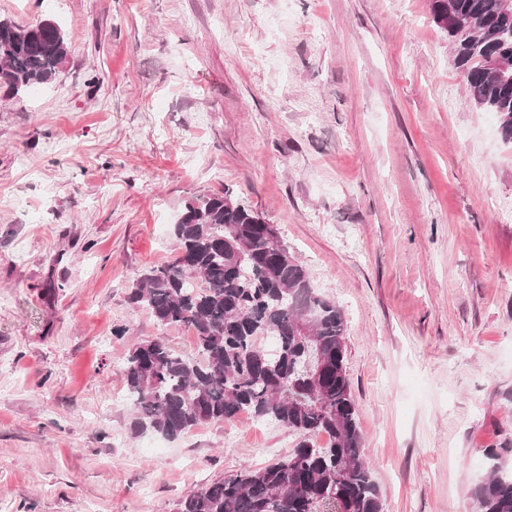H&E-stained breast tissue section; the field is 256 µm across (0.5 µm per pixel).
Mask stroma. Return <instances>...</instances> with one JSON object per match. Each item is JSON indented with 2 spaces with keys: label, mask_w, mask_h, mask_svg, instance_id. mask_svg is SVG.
<instances>
[{
  "label": "stroma",
  "mask_w": 512,
  "mask_h": 512,
  "mask_svg": "<svg viewBox=\"0 0 512 512\" xmlns=\"http://www.w3.org/2000/svg\"><path fill=\"white\" fill-rule=\"evenodd\" d=\"M0 19L68 44L52 82L0 92V512H174L297 444L245 412L131 433V341L195 348L128 293L208 193L273 224L343 310L385 512H471L489 453L512 471V142L429 0H0Z\"/></svg>",
  "instance_id": "obj_1"
}]
</instances>
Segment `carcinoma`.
Masks as SVG:
<instances>
[{"label": "carcinoma", "mask_w": 512, "mask_h": 512, "mask_svg": "<svg viewBox=\"0 0 512 512\" xmlns=\"http://www.w3.org/2000/svg\"><path fill=\"white\" fill-rule=\"evenodd\" d=\"M502 0H431L456 68L479 106L503 117L512 141V81L482 61L512 57V13ZM472 20L468 36L448 27ZM67 59L54 22L0 20V88L13 97L44 85ZM174 259L146 269L130 303L166 327H187L196 356L157 337L135 344L125 366L133 434L180 438L246 411L300 437L286 456L189 491L174 512H384L363 448L345 366V319L260 213L221 193L188 200L173 225ZM325 434L324 446L314 437ZM472 512H512V472L491 465Z\"/></svg>", "instance_id": "obj_1"}]
</instances>
